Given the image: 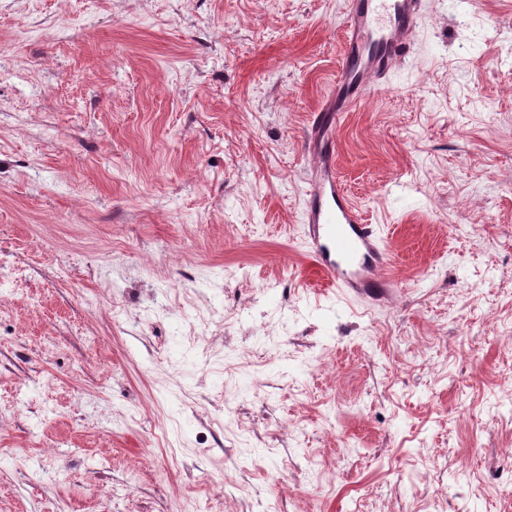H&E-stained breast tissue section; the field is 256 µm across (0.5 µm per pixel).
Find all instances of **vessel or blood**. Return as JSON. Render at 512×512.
<instances>
[{
    "instance_id": "vessel-or-blood-1",
    "label": "vessel or blood",
    "mask_w": 512,
    "mask_h": 512,
    "mask_svg": "<svg viewBox=\"0 0 512 512\" xmlns=\"http://www.w3.org/2000/svg\"><path fill=\"white\" fill-rule=\"evenodd\" d=\"M425 0H348L344 49L331 92L312 113L303 224L311 267L330 286L363 302L392 300L391 250L378 225L351 202L336 172V138L343 116L381 87L408 59Z\"/></svg>"
}]
</instances>
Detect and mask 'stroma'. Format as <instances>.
<instances>
[{
	"mask_svg": "<svg viewBox=\"0 0 512 512\" xmlns=\"http://www.w3.org/2000/svg\"><path fill=\"white\" fill-rule=\"evenodd\" d=\"M346 0H0V512H512V0H427L305 256ZM425 0H349L344 49L332 91L312 113L303 224L313 272L369 304L389 303L399 283L385 276L391 250L377 224L351 202L336 173V130L342 117L408 59Z\"/></svg>",
	"mask_w": 512,
	"mask_h": 512,
	"instance_id": "obj_1",
	"label": "stroma"
}]
</instances>
